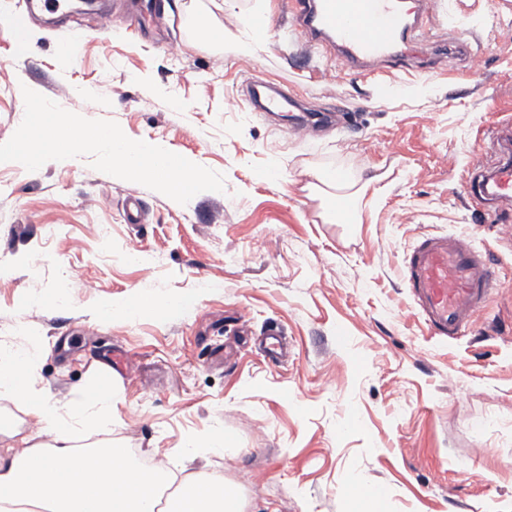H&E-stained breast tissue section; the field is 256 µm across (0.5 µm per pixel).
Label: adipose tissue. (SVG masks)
<instances>
[{
	"instance_id": "obj_1",
	"label": "adipose tissue",
	"mask_w": 512,
	"mask_h": 512,
	"mask_svg": "<svg viewBox=\"0 0 512 512\" xmlns=\"http://www.w3.org/2000/svg\"><path fill=\"white\" fill-rule=\"evenodd\" d=\"M111 399L106 386L94 397L61 406L38 395L27 399V415L53 434L54 443L35 444L22 453L0 448V512H244L228 485L202 473L191 474L169 508H160L162 468L145 470L124 449L109 445L74 449V423L95 416Z\"/></svg>"
}]
</instances>
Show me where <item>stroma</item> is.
Segmentation results:
<instances>
[{"label": "stroma", "instance_id": "obj_1", "mask_svg": "<svg viewBox=\"0 0 512 512\" xmlns=\"http://www.w3.org/2000/svg\"><path fill=\"white\" fill-rule=\"evenodd\" d=\"M257 1L160 0L139 29L128 0H106L108 31L72 11L38 15L20 39L10 18L24 0H0V144L27 87L225 183L181 205L88 156L35 172L0 163V347L27 359L17 388L0 387V417L24 418L28 392L59 405L91 394L104 374L112 423L78 427L75 447L223 477L246 512H372L356 477L386 488L385 512H512V230L467 182L489 129L512 123V0H437L450 21L435 35L464 33L477 62L418 51L381 84L306 47L285 0H261L265 48L237 52L224 33ZM73 25L86 38L68 63L57 47ZM253 77L341 113V126L294 134L290 113L252 110ZM331 168L383 176V196L357 203L362 223L330 215L336 190L317 176ZM130 197L141 223L125 219ZM461 232L490 255L501 291L444 341L401 267L422 237ZM185 296L180 316L94 315L105 301ZM219 432L224 453H207ZM191 443L192 461L180 453Z\"/></svg>", "mask_w": 512, "mask_h": 512}]
</instances>
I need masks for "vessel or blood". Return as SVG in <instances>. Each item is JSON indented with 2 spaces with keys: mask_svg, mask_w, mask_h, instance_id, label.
<instances>
[{
  "mask_svg": "<svg viewBox=\"0 0 512 512\" xmlns=\"http://www.w3.org/2000/svg\"><path fill=\"white\" fill-rule=\"evenodd\" d=\"M298 32L309 47L335 48L345 71L371 77L378 63L401 59L407 45L435 26L434 0H290ZM251 100L268 111L287 107L274 86L254 80ZM512 125L494 127L489 156L478 159L472 194L492 209H512V153L503 148ZM402 280L432 335L454 339L484 309L499 275L464 235H430L406 258Z\"/></svg>",
  "mask_w": 512,
  "mask_h": 512,
  "instance_id": "b4317fda",
  "label": "vessel or blood"
}]
</instances>
